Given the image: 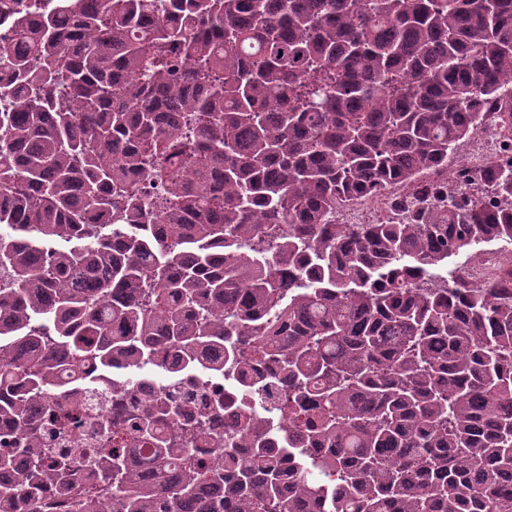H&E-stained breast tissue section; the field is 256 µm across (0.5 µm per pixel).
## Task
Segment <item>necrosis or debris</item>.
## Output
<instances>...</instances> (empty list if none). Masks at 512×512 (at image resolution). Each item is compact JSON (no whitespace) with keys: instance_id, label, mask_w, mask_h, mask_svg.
Segmentation results:
<instances>
[{"instance_id":"necrosis-or-debris-1","label":"necrosis or debris","mask_w":512,"mask_h":512,"mask_svg":"<svg viewBox=\"0 0 512 512\" xmlns=\"http://www.w3.org/2000/svg\"><path fill=\"white\" fill-rule=\"evenodd\" d=\"M485 128L487 138L469 148L463 161L449 164L439 173V180H461L491 161L502 165L512 163V137L501 134L495 113L487 114ZM155 343V351L146 355L130 385L102 378L88 385L70 376L63 378L53 400L71 410L72 421L65 437L46 440V447L62 449L76 464H83L93 449L114 439L117 406L150 409L168 395L184 399L178 420H163L158 424L159 436L168 440L172 450H180L182 446L177 438L181 425L200 421L208 436L196 439L194 448L204 458H221L225 440L236 437L244 426L241 410L245 407L264 423L267 435L287 443L288 429L281 405L260 395L267 384L264 367L246 373L230 367L223 369L208 355L188 364L180 360L176 349L164 337H156Z\"/></svg>"}]
</instances>
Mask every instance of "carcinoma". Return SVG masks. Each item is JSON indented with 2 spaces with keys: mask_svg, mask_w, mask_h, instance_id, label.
Segmentation results:
<instances>
[{
  "mask_svg": "<svg viewBox=\"0 0 512 512\" xmlns=\"http://www.w3.org/2000/svg\"><path fill=\"white\" fill-rule=\"evenodd\" d=\"M1 54L0 512L76 493L36 404L154 335L288 382V447L256 419L221 460L159 447L154 488L102 448L75 512H512V280L413 286L512 244V166L421 181L486 102L512 125V0H33ZM392 185L403 217L337 219Z\"/></svg>",
  "mask_w": 512,
  "mask_h": 512,
  "instance_id": "obj_1",
  "label": "carcinoma"
}]
</instances>
